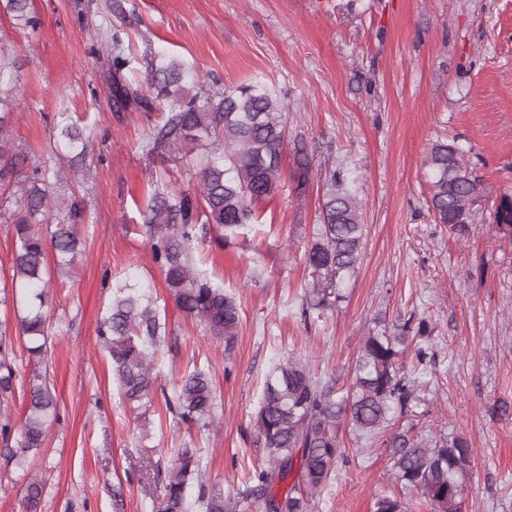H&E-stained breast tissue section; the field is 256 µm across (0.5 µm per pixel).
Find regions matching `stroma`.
Returning <instances> with one entry per match:
<instances>
[{"mask_svg": "<svg viewBox=\"0 0 512 512\" xmlns=\"http://www.w3.org/2000/svg\"><path fill=\"white\" fill-rule=\"evenodd\" d=\"M36 27L0 10V54L16 61L10 135L23 172L38 169L50 191L76 197L86 258L50 290L53 333L41 367L59 418L18 468L0 446V512H23L27 479L44 486L42 512H155L162 490L144 459L168 465L196 453L200 477L187 488H223L236 512H263L247 497L267 455L255 434L264 377L284 357L310 361L317 380L345 395L368 331L399 335L424 323L430 361L407 415L375 441L342 424V455L312 512H373L399 493L387 441L404 431L435 443L458 436L474 450L463 512H512V244L495 230L496 206L512 193V0H30ZM119 31L132 62L130 86L145 84L144 60L184 59L208 88L253 80L286 106L283 179L261 223L213 233L197 255L214 286L234 292L241 326L232 348L180 312L140 232L148 200L196 194L197 154L149 155L166 116L119 108L103 36ZM78 119L88 150L76 178L58 182L72 155L59 114ZM454 142L480 181L478 214L466 236L451 234L428 207L426 158ZM304 147L311 184L296 191L294 151ZM362 203L364 248L341 299L304 321L312 281L303 253L320 222L332 171ZM135 274L151 284L166 323L155 357L160 384L210 372L216 407L209 428L167 413L162 396L132 410L98 340L112 284Z\"/></svg>", "mask_w": 512, "mask_h": 512, "instance_id": "stroma-1", "label": "stroma"}]
</instances>
